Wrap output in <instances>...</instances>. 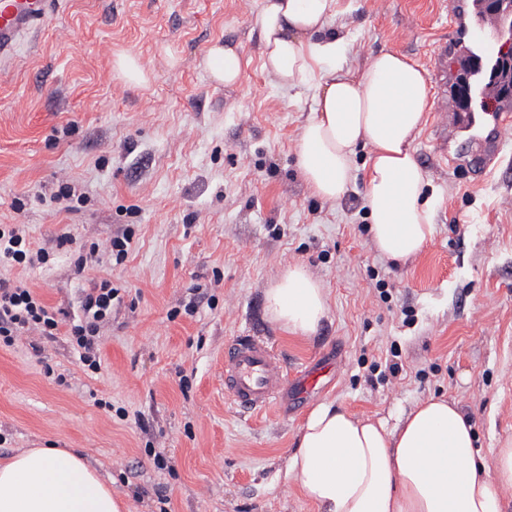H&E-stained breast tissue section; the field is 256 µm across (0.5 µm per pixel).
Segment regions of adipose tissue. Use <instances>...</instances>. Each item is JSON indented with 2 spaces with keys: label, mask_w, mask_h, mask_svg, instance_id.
<instances>
[{
  "label": "adipose tissue",
  "mask_w": 512,
  "mask_h": 512,
  "mask_svg": "<svg viewBox=\"0 0 512 512\" xmlns=\"http://www.w3.org/2000/svg\"><path fill=\"white\" fill-rule=\"evenodd\" d=\"M335 15L336 0H261L263 68L280 86H313L314 116L296 157L319 198L341 199L357 148L369 149L368 231L381 257L404 263L434 233L426 177L412 149L430 107L427 73L395 52L332 69L343 48L325 34ZM247 64L240 50L220 43L204 59L212 79L228 86ZM265 301L271 320L300 338L315 335L330 312L326 288L299 263L270 283ZM285 477L315 512H502L512 495V437L480 453L472 421L443 396L415 404L392 424L324 402L300 427ZM0 512L130 508L79 453L28 448L0 463Z\"/></svg>",
  "instance_id": "ef3b65f1"
}]
</instances>
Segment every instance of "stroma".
<instances>
[{
  "mask_svg": "<svg viewBox=\"0 0 512 512\" xmlns=\"http://www.w3.org/2000/svg\"><path fill=\"white\" fill-rule=\"evenodd\" d=\"M261 0H63L0 68V224L23 225L50 254L0 265L57 311L111 276L119 294L99 324L102 369L86 371L68 336L0 347V460L25 448H75L131 512H314L284 484L295 438L317 405L395 421L432 396L473 418L481 450L512 437V127L474 175L472 152L443 151L427 112L414 154L436 198L435 234L401 267L374 250L368 161L358 150L345 195L316 197L296 167L312 116L309 87H279L262 67ZM444 0H337L345 63L391 51L429 67L459 32ZM241 47L240 83L201 65L215 43ZM146 86L126 83L118 55ZM81 201L60 210L61 181ZM132 232L123 265L80 248ZM70 233L73 243L57 248ZM302 263L330 314L302 339L272 322L264 292ZM261 336L290 372L337 362L306 400L242 413L224 393V345ZM396 350L405 367L383 363ZM65 384H58L57 376ZM165 469H158L157 461ZM115 69L118 74L127 82L135 84H145L146 75L138 65L134 57L121 55L115 61Z\"/></svg>",
  "mask_w": 512,
  "mask_h": 512,
  "instance_id": "obj_1",
  "label": "stroma"
}]
</instances>
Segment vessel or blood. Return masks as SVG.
<instances>
[{"label":"vessel or blood","instance_id":"vessel-or-blood-1","mask_svg":"<svg viewBox=\"0 0 512 512\" xmlns=\"http://www.w3.org/2000/svg\"><path fill=\"white\" fill-rule=\"evenodd\" d=\"M58 0H0V58L13 57L27 38L51 17ZM502 33L496 19L473 14L467 30L465 51L490 61L498 56ZM442 138L460 135L479 138L486 127L501 131L505 115L501 112L455 114L447 101L436 106ZM320 373L307 370L288 374L268 344L258 336L243 335L224 346V392L242 411L264 410L288 394L303 397L318 384Z\"/></svg>","mask_w":512,"mask_h":512}]
</instances>
